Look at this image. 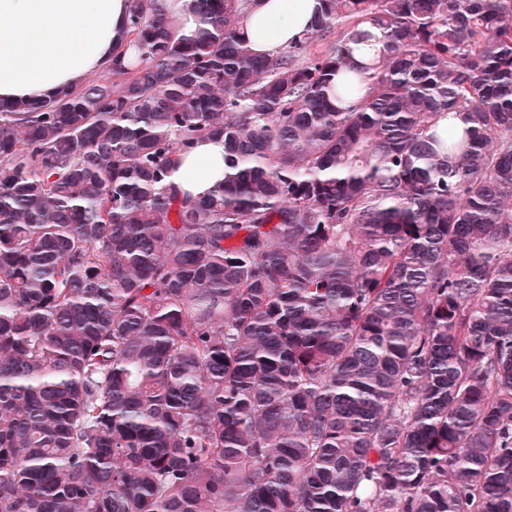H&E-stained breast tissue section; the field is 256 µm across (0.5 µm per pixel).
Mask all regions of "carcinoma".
<instances>
[{"label":"carcinoma","instance_id":"1","mask_svg":"<svg viewBox=\"0 0 512 512\" xmlns=\"http://www.w3.org/2000/svg\"><path fill=\"white\" fill-rule=\"evenodd\" d=\"M251 2L0 103V512H512V0ZM321 0H253L241 25L243 38L256 55L287 48L311 26ZM172 181L186 195L202 198L224 181V140L201 139L181 154Z\"/></svg>","mask_w":512,"mask_h":512}]
</instances>
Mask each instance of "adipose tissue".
Returning a JSON list of instances; mask_svg holds the SVG:
<instances>
[{
  "instance_id": "ef3b65f1",
  "label": "adipose tissue",
  "mask_w": 512,
  "mask_h": 512,
  "mask_svg": "<svg viewBox=\"0 0 512 512\" xmlns=\"http://www.w3.org/2000/svg\"><path fill=\"white\" fill-rule=\"evenodd\" d=\"M321 0H253L241 25L257 55L287 48L311 26ZM129 0H0V101H40L112 68L127 42ZM224 179V143L202 139L172 180L202 198Z\"/></svg>"
}]
</instances>
